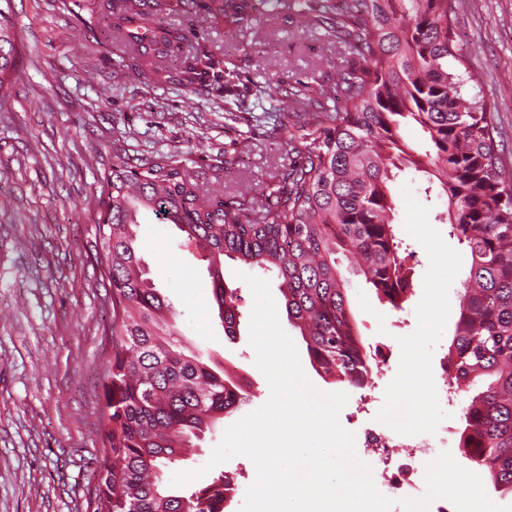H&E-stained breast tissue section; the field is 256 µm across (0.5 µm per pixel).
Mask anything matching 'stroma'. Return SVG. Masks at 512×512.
I'll return each mask as SVG.
<instances>
[{"mask_svg":"<svg viewBox=\"0 0 512 512\" xmlns=\"http://www.w3.org/2000/svg\"><path fill=\"white\" fill-rule=\"evenodd\" d=\"M156 15L175 29L180 51L200 43L224 60L234 99L223 104L185 85L127 77L130 49L90 0H12L21 81L0 94V512H94L101 465L102 383L112 359L111 296L95 261L97 213L112 152L165 154L207 172L213 189L258 196L288 162L272 111L282 85L355 64L324 29L306 30L272 7L240 23L213 18L211 0L184 13L177 0ZM459 54L482 80L475 91L491 113L501 169L512 177V0H464ZM426 178L397 173V231L416 252L414 290L401 310L381 302L363 277L347 292L365 345L386 357L370 387L349 391L342 427L361 434L384 426L431 436L459 431L466 394L433 397L440 360L456 321L470 258L436 221L447 198H426ZM141 255L157 288L179 312L186 354L215 362L246 393L223 425L206 433L165 479L203 467L226 426L262 406L269 384L249 343L253 296L241 285L242 319L228 338L212 300L206 265L178 230L145 217ZM233 492L224 512H239L255 466L244 456L220 464Z\"/></svg>","mask_w":512,"mask_h":512,"instance_id":"1","label":"stroma"}]
</instances>
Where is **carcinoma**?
Here are the masks:
<instances>
[{"instance_id": "carcinoma-1", "label": "carcinoma", "mask_w": 512, "mask_h": 512, "mask_svg": "<svg viewBox=\"0 0 512 512\" xmlns=\"http://www.w3.org/2000/svg\"><path fill=\"white\" fill-rule=\"evenodd\" d=\"M215 15L239 20L249 0H213ZM300 0L295 22L328 23L336 43L364 60L335 71L315 99L300 88L276 92L278 117L294 160L270 192L226 200L207 174L169 156L134 164L112 153L98 206L97 258L112 295V361L102 384L103 460L98 512H223L232 487L224 475L197 491L171 492L163 468L244 401L240 384L181 348L177 313L156 288L140 254L137 228L151 212L174 225L208 264L224 335L239 331L240 288L224 280L228 258L273 273L288 323L325 381L360 390L376 361L354 328L350 281L339 256L393 309L413 291L414 266L396 235V172L424 173L448 197L451 233L470 255L448 347V374L469 393L459 447L496 491L512 493V182L502 177L487 104L470 92L479 79L457 53L461 0ZM147 0H102L101 18L133 49L143 80L162 71L145 44L168 46L173 33L149 22ZM10 7H0V87L13 69ZM168 81L224 97L223 60L204 45L184 56ZM326 121L301 122L328 101ZM418 127L421 153L406 132Z\"/></svg>"}]
</instances>
